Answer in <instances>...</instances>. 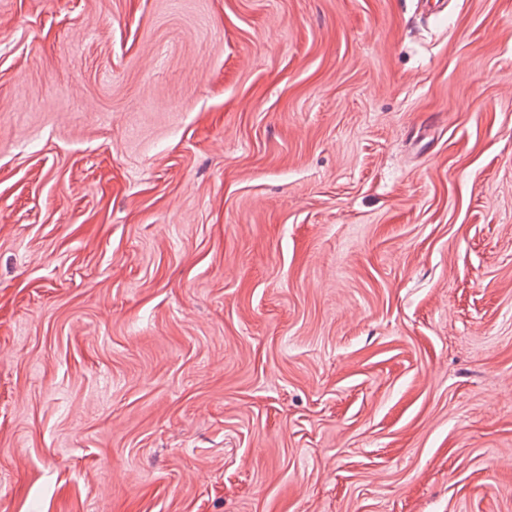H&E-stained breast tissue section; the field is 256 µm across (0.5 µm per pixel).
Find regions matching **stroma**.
Segmentation results:
<instances>
[{"instance_id": "stroma-1", "label": "stroma", "mask_w": 512, "mask_h": 512, "mask_svg": "<svg viewBox=\"0 0 512 512\" xmlns=\"http://www.w3.org/2000/svg\"><path fill=\"white\" fill-rule=\"evenodd\" d=\"M0 0V512H512V0Z\"/></svg>"}]
</instances>
